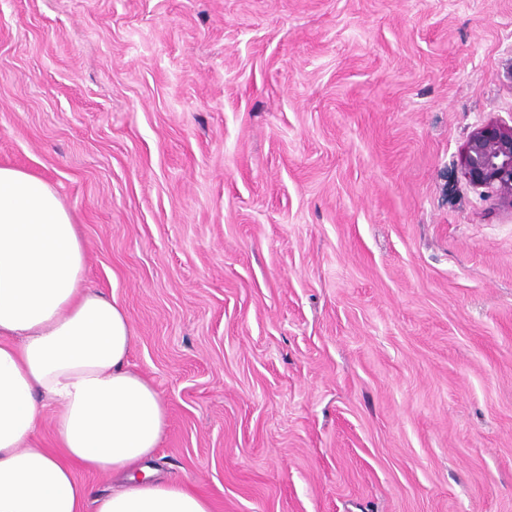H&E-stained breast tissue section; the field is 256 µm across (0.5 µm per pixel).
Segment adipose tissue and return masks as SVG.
Segmentation results:
<instances>
[{
	"label": "adipose tissue",
	"instance_id": "ef3b65f1",
	"mask_svg": "<svg viewBox=\"0 0 512 512\" xmlns=\"http://www.w3.org/2000/svg\"><path fill=\"white\" fill-rule=\"evenodd\" d=\"M134 338L123 305L89 283L56 189L0 166V512H212L179 479L134 475L167 426L162 395L130 366ZM47 407L53 445L42 448ZM80 471L115 490L93 495Z\"/></svg>",
	"mask_w": 512,
	"mask_h": 512
}]
</instances>
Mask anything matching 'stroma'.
<instances>
[{"label": "stroma", "instance_id": "obj_1", "mask_svg": "<svg viewBox=\"0 0 512 512\" xmlns=\"http://www.w3.org/2000/svg\"><path fill=\"white\" fill-rule=\"evenodd\" d=\"M512 0H0V166L80 225L212 512H512ZM462 176L512 209V125L492 122L474 130L460 152Z\"/></svg>", "mask_w": 512, "mask_h": 512}]
</instances>
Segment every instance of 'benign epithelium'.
Masks as SVG:
<instances>
[{"mask_svg":"<svg viewBox=\"0 0 512 512\" xmlns=\"http://www.w3.org/2000/svg\"><path fill=\"white\" fill-rule=\"evenodd\" d=\"M462 176L512 209V125L492 122L474 130L460 152Z\"/></svg>","mask_w":512,"mask_h":512,"instance_id":"7a95c632","label":"benign epithelium"}]
</instances>
